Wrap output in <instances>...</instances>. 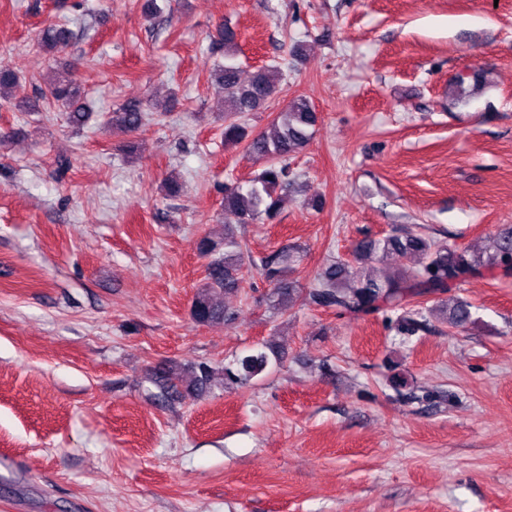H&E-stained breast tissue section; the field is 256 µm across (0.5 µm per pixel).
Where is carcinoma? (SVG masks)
Returning a JSON list of instances; mask_svg holds the SVG:
<instances>
[{
	"instance_id": "carcinoma-1",
	"label": "carcinoma",
	"mask_w": 512,
	"mask_h": 512,
	"mask_svg": "<svg viewBox=\"0 0 512 512\" xmlns=\"http://www.w3.org/2000/svg\"><path fill=\"white\" fill-rule=\"evenodd\" d=\"M239 37L237 28L228 22L217 27L214 40L224 47V63L216 66L214 77L224 94V143L236 146L245 142L247 150L264 160L261 172L247 183H224V210L235 213L239 223L248 224L262 215L271 220L280 212L283 197L277 194V189L290 185L289 160L308 144L318 115L306 97L295 96L263 131L249 136L241 119L247 112L264 109L279 94L280 70L276 66H263L248 81H241L235 62ZM69 40L67 30L50 25L43 30L39 44L44 51L54 54L63 51ZM22 83L23 78L15 67L0 63V99L20 112H34L39 104L20 95ZM47 90L53 99L74 105L71 123L78 126L84 123L87 109L72 73L51 77ZM144 119L143 104L130 101L112 112L108 125L113 131L131 134ZM198 250L207 259L206 284L191 304L192 319L199 325L228 324L234 320V313L224 307V295L243 287L248 269L256 270L268 283L269 302L275 309H281L284 302L301 291L292 278L302 260L301 250L295 245L285 244L254 257L244 252L238 235L226 224L221 236L201 238ZM388 256L398 262L396 272L390 276L377 278L363 266L365 260ZM482 268L512 272V230L498 237L494 255L485 261L465 247L449 246L417 233L365 238L355 245L352 260L324 264L306 288L305 300L319 308L357 315L400 310L402 314L396 317L394 328L402 336H414L427 329L428 320L420 311L405 310L409 298L444 295ZM438 311L451 328L465 329L475 323L470 303L460 298L442 299L429 313ZM283 359L284 351L269 342H259L221 368L207 362L186 365L170 360L148 371L144 391L150 400L168 402L185 391L202 396L217 385L224 389L248 388L280 366Z\"/></svg>"
}]
</instances>
